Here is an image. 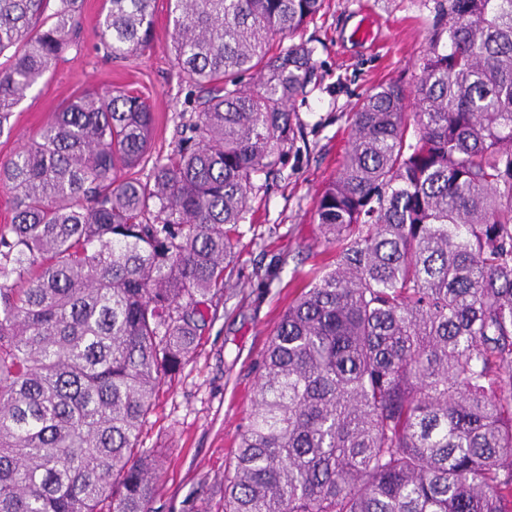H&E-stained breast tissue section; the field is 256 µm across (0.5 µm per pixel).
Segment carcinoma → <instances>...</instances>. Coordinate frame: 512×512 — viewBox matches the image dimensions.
Segmentation results:
<instances>
[{"label": "carcinoma", "instance_id": "cac0c4a2", "mask_svg": "<svg viewBox=\"0 0 512 512\" xmlns=\"http://www.w3.org/2000/svg\"><path fill=\"white\" fill-rule=\"evenodd\" d=\"M106 4L112 58L148 49L151 0ZM46 5L0 0V130L78 24L80 0ZM324 6L170 0L193 135L154 157L141 96L87 91L0 166V512H150L143 425L300 134L296 35ZM432 13L414 91L351 114L315 205L333 262L269 340L224 512H512V0Z\"/></svg>", "mask_w": 512, "mask_h": 512}]
</instances>
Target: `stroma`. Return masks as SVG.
<instances>
[{
  "instance_id": "1",
  "label": "stroma",
  "mask_w": 512,
  "mask_h": 512,
  "mask_svg": "<svg viewBox=\"0 0 512 512\" xmlns=\"http://www.w3.org/2000/svg\"><path fill=\"white\" fill-rule=\"evenodd\" d=\"M103 8L104 0H82L74 44L0 132V165L38 140L55 112L87 89L140 94L154 112L152 154L176 149L198 90L174 59L168 0H153L151 48L122 62L110 60L102 45ZM365 17L371 38L364 43L353 29ZM431 24L423 0H326L302 31L315 48L320 77L294 104L302 132L277 173L255 177L251 213L235 240L231 287L195 354L160 383L143 430L142 448L161 462L152 512H224V471L253 408L259 360L308 273L332 261L313 213L345 156L349 116L378 85L413 88Z\"/></svg>"
}]
</instances>
